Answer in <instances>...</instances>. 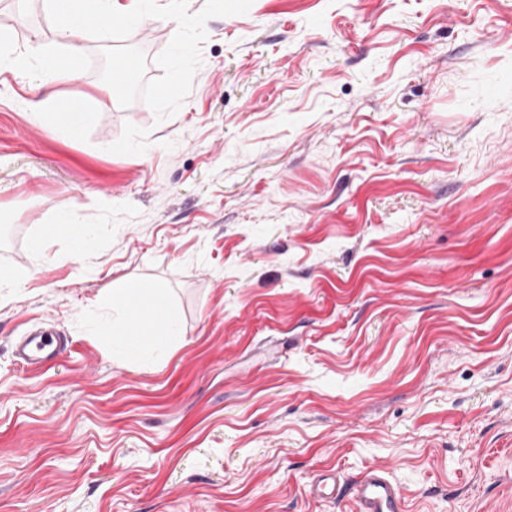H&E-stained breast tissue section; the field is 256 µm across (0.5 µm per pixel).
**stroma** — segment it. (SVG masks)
<instances>
[{"instance_id": "35a3bbf8", "label": "stroma", "mask_w": 512, "mask_h": 512, "mask_svg": "<svg viewBox=\"0 0 512 512\" xmlns=\"http://www.w3.org/2000/svg\"><path fill=\"white\" fill-rule=\"evenodd\" d=\"M1 32L66 45L46 0ZM82 45L0 71V269L33 271L0 512H357L312 482L376 467L405 512H512V0H145ZM121 278L166 290L164 347L99 332ZM36 325L70 347L32 370ZM37 75L43 83L51 84L65 78H70L72 71L56 58L45 57L37 69ZM55 126L71 137H78L91 119L84 100H72L54 112Z\"/></svg>"}]
</instances>
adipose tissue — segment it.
Listing matches in <instances>:
<instances>
[{
	"mask_svg": "<svg viewBox=\"0 0 512 512\" xmlns=\"http://www.w3.org/2000/svg\"><path fill=\"white\" fill-rule=\"evenodd\" d=\"M48 4L60 23L61 36L68 41L74 55L81 50L86 19L112 16V0H48ZM108 301L113 307L136 313L135 319L117 325L130 353L141 351L146 337L159 341L175 333L169 318V302L160 288L137 279H120L112 282Z\"/></svg>",
	"mask_w": 512,
	"mask_h": 512,
	"instance_id": "obj_1",
	"label": "adipose tissue"
}]
</instances>
